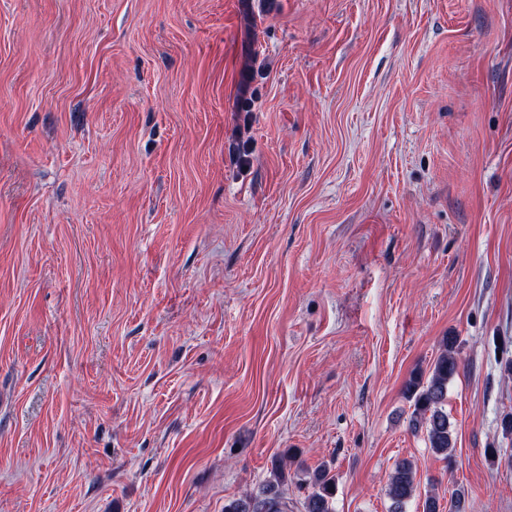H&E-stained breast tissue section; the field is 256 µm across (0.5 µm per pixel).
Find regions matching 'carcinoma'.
Masks as SVG:
<instances>
[{
  "mask_svg": "<svg viewBox=\"0 0 512 512\" xmlns=\"http://www.w3.org/2000/svg\"><path fill=\"white\" fill-rule=\"evenodd\" d=\"M460 372L459 337L448 335L440 340V351L428 372L417 371L404 386L406 399L413 410L409 426L424 434L428 447L450 467L454 463L457 437L448 415V386ZM298 474L288 471L281 459L272 462L269 479L257 493L233 499L224 504V512H289L290 504L282 487L295 481ZM307 495L304 512H335L336 475L319 467L305 480ZM418 483L413 465L402 460L389 476L386 495L391 501L390 512H404L406 505L418 498L420 512H438L435 495L417 494Z\"/></svg>",
  "mask_w": 512,
  "mask_h": 512,
  "instance_id": "1",
  "label": "carcinoma"
}]
</instances>
